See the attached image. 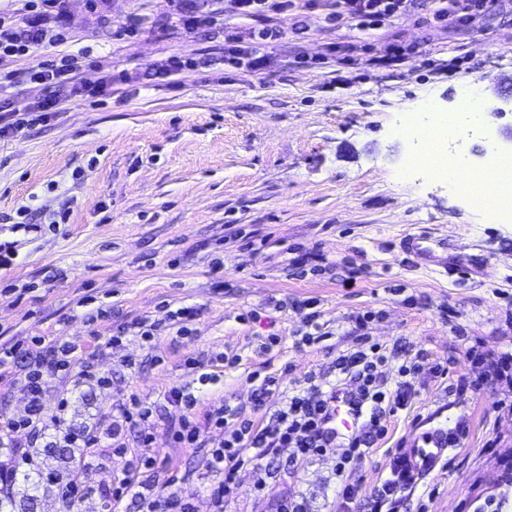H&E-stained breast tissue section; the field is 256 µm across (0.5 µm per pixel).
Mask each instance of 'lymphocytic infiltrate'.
I'll use <instances>...</instances> for the list:
<instances>
[{"mask_svg":"<svg viewBox=\"0 0 512 512\" xmlns=\"http://www.w3.org/2000/svg\"><path fill=\"white\" fill-rule=\"evenodd\" d=\"M414 0H333V9L327 18L357 28L378 29L408 11ZM59 0H29L30 16L25 21L6 22L0 17V55L26 54L44 43H60L64 40L61 31L41 27L39 16L55 10ZM279 28L263 29L258 41L243 43L240 36L227 34L224 41V62L236 68L245 69L253 75H261L269 68L272 59L262 53L261 42L282 38ZM80 345L75 341L49 343L45 354L30 355L20 345L0 348V368L19 364L20 384L29 400L26 416L19 420L0 422V447L14 448L18 445L19 434H26L30 443L42 438L45 420H52L57 435L66 447L78 449L81 459L94 462L103 436L95 430L73 429L68 421V398H60L53 411H46L42 394L52 379L70 377L73 387L94 384L106 387L108 376L97 372L90 362H78ZM388 357L377 343L361 338L354 351L336 359V380L333 387L309 383L289 397L285 404H278L280 392L279 377L251 373L254 381L256 407H270L272 413L268 423L240 418L236 408L229 403L212 406L204 416H196L194 409L197 397L189 387L171 389L166 399L180 406L184 415L177 429L172 432L175 443L189 447H200L204 430L220 428L224 431L223 441L208 452L207 467L218 478L210 488L211 512H224V501L231 497L236 488L238 473L251 468L257 476L255 486L264 489L262 462L270 456H284L292 463L307 461L336 454V475L340 480V497L347 502L357 499L361 488L360 480L353 474L364 464L367 447L374 439L386 432V417L404 408L414 397V378L422 373L424 366L418 361L400 366L399 379L394 389H387L381 369ZM353 386V394L364 403V420L353 437L337 439L335 430L329 424V412L342 386ZM154 436L141 433L142 453L138 463L128 464L122 477L116 479L112 488V500L119 503L132 499L138 505V512H194L191 491L177 487L175 481L159 483L144 482L137 475L138 465L149 466L154 462L151 454ZM417 475L408 470L401 458H394L388 476L378 487L372 504V512H397L401 500L414 489Z\"/></svg>","mask_w":512,"mask_h":512,"instance_id":"lymphocytic-infiltrate-1","label":"lymphocytic infiltrate"}]
</instances>
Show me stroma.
<instances>
[{
    "mask_svg": "<svg viewBox=\"0 0 512 512\" xmlns=\"http://www.w3.org/2000/svg\"><path fill=\"white\" fill-rule=\"evenodd\" d=\"M227 0H62L46 27L64 43L36 54L1 55L0 115L58 98L60 109L0 138V243L17 255L0 267V346L38 352L35 337L80 341L109 388L72 393L74 428H110L130 396L157 405L149 423L155 462L143 478L176 477L195 490V512H210L213 474L206 451L172 442L168 428L182 408L164 396L191 385L197 414L228 401L245 416L253 407V371L281 377V398L307 376L331 381L334 361L366 336L389 361L388 381L406 359L447 366L422 372L409 409L391 417L388 433L359 471L362 492L344 505L334 455L293 467L268 458L264 491L251 470L224 512H278L297 494L305 512H369L393 455L428 428L456 431L445 465L424 478L398 512H512V223L497 224L447 181L411 172L415 139L400 133L429 97L452 107L459 85L483 84L488 100L512 93V0L469 28L438 22L432 7L398 16L379 30L325 19V6L281 16L284 31L267 47L266 74L225 65L224 28L244 39L263 29L256 18H226ZM200 15L184 33L180 15ZM418 51L391 60L392 42ZM344 51L350 64L334 62ZM85 54L78 75L98 97L73 95L33 81V67ZM199 60L171 76L168 58ZM512 112L490 117L462 152L485 159V146L512 150ZM40 232L15 237L18 208ZM438 240L431 265L404 252L402 240ZM88 297L106 316L90 322L78 307ZM316 301L315 345L296 302ZM189 307V331L178 335L173 312ZM157 324L152 344L136 336L140 321ZM280 342L267 352L268 334ZM122 337L109 345L110 337ZM478 347L507 361L506 377L467 358ZM236 354L240 363L222 362ZM199 363L188 369L187 360ZM211 374L198 383V373ZM482 378L459 393L460 377ZM138 429L122 435L126 455L104 450L88 471L97 492L66 509L57 473L83 469L70 448H37V467L15 476V508L35 512H113L103 493L126 460L140 454Z\"/></svg>",
    "mask_w": 512,
    "mask_h": 512,
    "instance_id": "stroma-1",
    "label": "stroma"
}]
</instances>
